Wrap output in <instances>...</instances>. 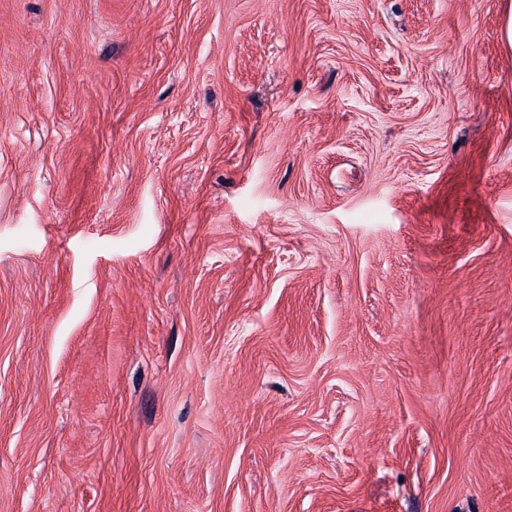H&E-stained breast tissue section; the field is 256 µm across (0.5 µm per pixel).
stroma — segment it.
Segmentation results:
<instances>
[{
	"label": "stroma",
	"mask_w": 512,
	"mask_h": 512,
	"mask_svg": "<svg viewBox=\"0 0 512 512\" xmlns=\"http://www.w3.org/2000/svg\"><path fill=\"white\" fill-rule=\"evenodd\" d=\"M512 0H0V512H512Z\"/></svg>",
	"instance_id": "1"
}]
</instances>
